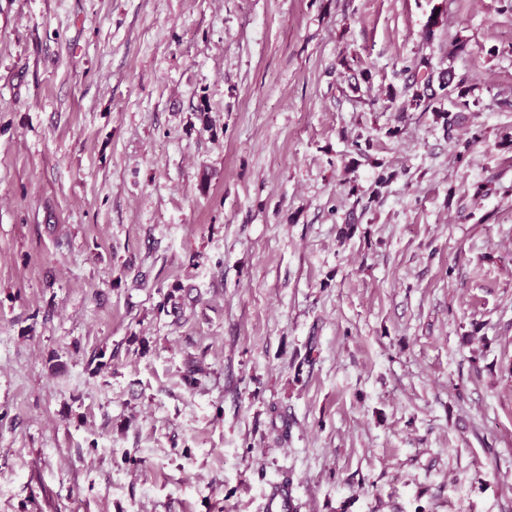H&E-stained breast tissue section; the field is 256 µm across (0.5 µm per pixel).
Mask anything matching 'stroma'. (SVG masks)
Returning <instances> with one entry per match:
<instances>
[{"label":"stroma","mask_w":512,"mask_h":512,"mask_svg":"<svg viewBox=\"0 0 512 512\" xmlns=\"http://www.w3.org/2000/svg\"><path fill=\"white\" fill-rule=\"evenodd\" d=\"M281 481L512 512V0H0V512ZM423 67L425 73L419 79L413 77L412 82L405 87L402 100L403 111L434 112L436 119L450 127L453 122L452 110L445 108L447 101L451 106H469L471 86L468 79L460 78L455 81L451 70L435 69L429 57H422L415 65V71ZM436 76V77H435Z\"/></svg>","instance_id":"stroma-1"}]
</instances>
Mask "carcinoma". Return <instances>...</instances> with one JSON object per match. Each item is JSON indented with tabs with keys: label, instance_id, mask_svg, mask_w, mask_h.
<instances>
[{
	"label": "carcinoma",
	"instance_id": "carcinoma-1",
	"mask_svg": "<svg viewBox=\"0 0 512 512\" xmlns=\"http://www.w3.org/2000/svg\"><path fill=\"white\" fill-rule=\"evenodd\" d=\"M424 68L423 76L413 78L405 87L402 110L433 112L436 119L446 126H451L453 117L451 110L445 108V104L457 107L469 106L471 86L468 79H455L451 70H437L427 57L420 59L415 68Z\"/></svg>",
	"mask_w": 512,
	"mask_h": 512
}]
</instances>
